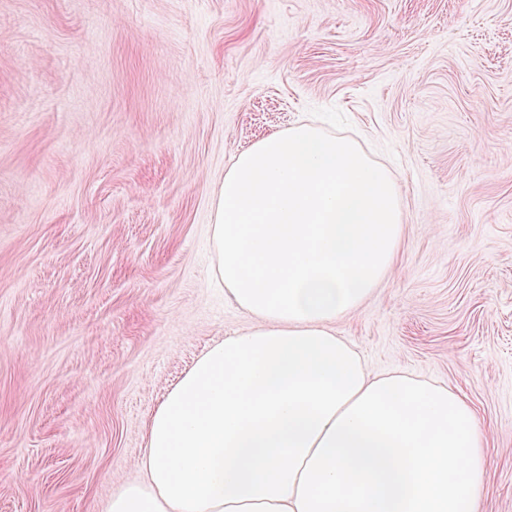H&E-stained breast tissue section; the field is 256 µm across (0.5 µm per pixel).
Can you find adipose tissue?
Returning <instances> with one entry per match:
<instances>
[{"label": "adipose tissue", "instance_id": "1", "mask_svg": "<svg viewBox=\"0 0 512 512\" xmlns=\"http://www.w3.org/2000/svg\"><path fill=\"white\" fill-rule=\"evenodd\" d=\"M213 275L254 317L167 393L106 512H476L487 434L455 390L370 372L337 336L396 261L394 177L300 123L240 153Z\"/></svg>", "mask_w": 512, "mask_h": 512}]
</instances>
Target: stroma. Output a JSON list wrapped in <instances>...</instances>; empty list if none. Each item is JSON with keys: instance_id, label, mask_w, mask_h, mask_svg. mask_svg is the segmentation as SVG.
<instances>
[{"instance_id": "obj_1", "label": "stroma", "mask_w": 512, "mask_h": 512, "mask_svg": "<svg viewBox=\"0 0 512 512\" xmlns=\"http://www.w3.org/2000/svg\"><path fill=\"white\" fill-rule=\"evenodd\" d=\"M311 120L397 180L392 273L336 324L490 428L512 512V0H0V512H104L150 416L251 315L217 193Z\"/></svg>"}]
</instances>
